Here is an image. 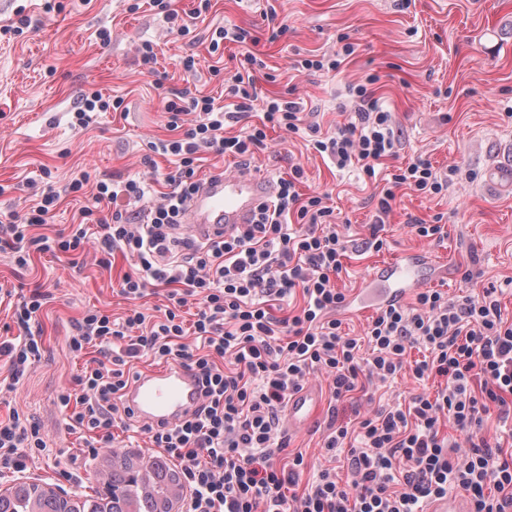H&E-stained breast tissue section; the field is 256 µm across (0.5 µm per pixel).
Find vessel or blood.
Wrapping results in <instances>:
<instances>
[{"label": "vessel or blood", "instance_id": "b4317fda", "mask_svg": "<svg viewBox=\"0 0 512 512\" xmlns=\"http://www.w3.org/2000/svg\"><path fill=\"white\" fill-rule=\"evenodd\" d=\"M276 193V183L265 175L215 172L201 182L188 201L182 224L197 240L220 239L247 223ZM420 260V254L407 252L380 267L374 274L378 282L377 302L401 298L412 288L414 270ZM316 400V391L311 387L293 393L288 399L289 422L298 425L307 421ZM123 403L137 422L172 425L199 407L201 392L193 371L175 364L143 372L127 389Z\"/></svg>", "mask_w": 512, "mask_h": 512}]
</instances>
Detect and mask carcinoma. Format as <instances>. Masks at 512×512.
<instances>
[{"mask_svg":"<svg viewBox=\"0 0 512 512\" xmlns=\"http://www.w3.org/2000/svg\"><path fill=\"white\" fill-rule=\"evenodd\" d=\"M112 480L95 495L69 502V512H170V496L182 486L181 471L157 455L125 452L111 464ZM62 512L61 498L51 485L22 484L13 491L10 512Z\"/></svg>","mask_w":512,"mask_h":512,"instance_id":"cac0c4a2","label":"carcinoma"}]
</instances>
